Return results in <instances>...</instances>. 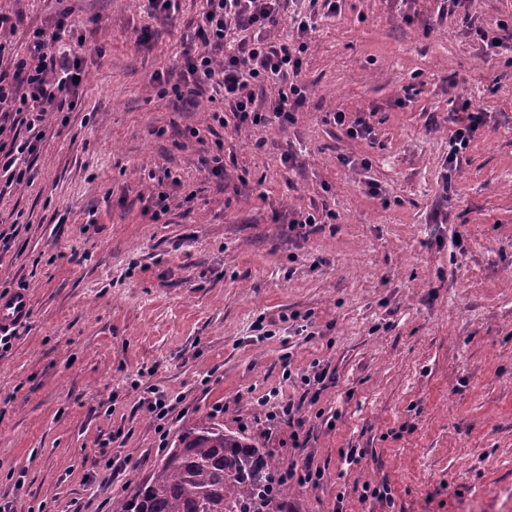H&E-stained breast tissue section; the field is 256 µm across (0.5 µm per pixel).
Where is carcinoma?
I'll return each mask as SVG.
<instances>
[{
  "mask_svg": "<svg viewBox=\"0 0 512 512\" xmlns=\"http://www.w3.org/2000/svg\"><path fill=\"white\" fill-rule=\"evenodd\" d=\"M280 466L249 439L211 427L182 433L112 512H271Z\"/></svg>",
  "mask_w": 512,
  "mask_h": 512,
  "instance_id": "carcinoma-1",
  "label": "carcinoma"
}]
</instances>
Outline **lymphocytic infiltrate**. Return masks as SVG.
Here are the masks:
<instances>
[{
    "instance_id": "lymphocytic-infiltrate-1",
    "label": "lymphocytic infiltrate",
    "mask_w": 512,
    "mask_h": 512,
    "mask_svg": "<svg viewBox=\"0 0 512 512\" xmlns=\"http://www.w3.org/2000/svg\"><path fill=\"white\" fill-rule=\"evenodd\" d=\"M208 4L199 25V43L183 54L184 85L165 87L158 74L152 76V85L158 86L160 95L179 98L199 94L207 84L217 86L226 106L225 112H213L217 123L229 112L240 128L264 124L270 114L280 126L293 125L307 101L302 73L314 14L295 12V37L288 41L270 35L279 22L278 0ZM239 28L251 30V38L225 46V36ZM75 30L70 10H60L48 27L33 31L27 55L15 62L13 71H0V194L32 182L31 158L47 117L74 111L78 105L85 74L81 60L56 48L64 33ZM269 82L275 92L265 106H258L256 90Z\"/></svg>"
}]
</instances>
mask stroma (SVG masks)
<instances>
[{"label": "stroma", "instance_id": "1", "mask_svg": "<svg viewBox=\"0 0 512 512\" xmlns=\"http://www.w3.org/2000/svg\"><path fill=\"white\" fill-rule=\"evenodd\" d=\"M60 6L84 42L81 105L45 124L33 183L0 196V228L23 226L0 295L32 300L0 352V503L112 512L159 443L214 427L321 467L276 512H512V38L490 48L469 31L512 23V0H480L469 22L442 0H341L307 37L296 124L240 130L212 122L210 91L150 84L182 83L206 0L167 19L146 0H0L14 23L0 57L24 54ZM466 104L488 122L446 196ZM333 110L370 114L372 138L325 125ZM219 142L217 179L200 160ZM166 170L180 184L155 222ZM311 207L335 223L290 231ZM316 363L333 378L318 393L303 383ZM150 388L171 401L165 424L140 404ZM273 390L303 420L300 443L268 421ZM383 481L389 506L364 496Z\"/></svg>", "mask_w": 512, "mask_h": 512}]
</instances>
